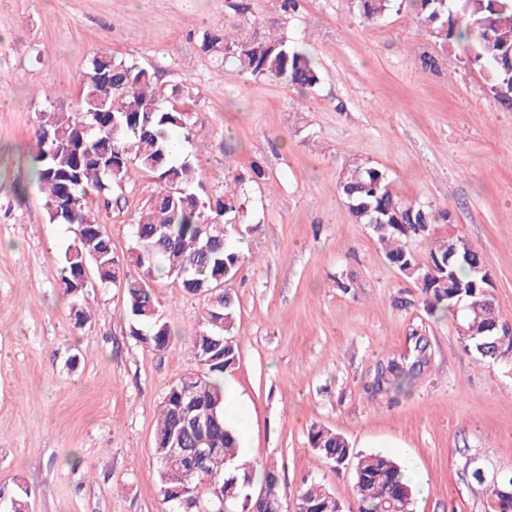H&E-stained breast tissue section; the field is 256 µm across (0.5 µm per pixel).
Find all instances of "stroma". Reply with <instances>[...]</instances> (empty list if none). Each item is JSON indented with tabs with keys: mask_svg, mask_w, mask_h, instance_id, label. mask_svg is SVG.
<instances>
[{
	"mask_svg": "<svg viewBox=\"0 0 512 512\" xmlns=\"http://www.w3.org/2000/svg\"><path fill=\"white\" fill-rule=\"evenodd\" d=\"M0 0V512L20 490L30 512H161L153 455L166 389L195 367L188 352L204 301L153 283L176 333L165 350L137 341L123 289H88L75 329L60 286L75 228L49 223L30 154L43 112L71 111L91 57L108 53L153 73L164 107L202 129L180 152L207 190L245 176L253 232L237 296L239 361L225 373L246 409L244 455L274 470L284 506L320 483L359 512L350 472L308 442L312 425L413 475V512H485L462 464L480 454L512 471V354L479 363L456 322L429 315L416 285L385 260L371 227L336 192L350 161L384 170L401 197L448 218L410 241L462 235L486 257L493 302L512 323V112L483 72L442 50L411 9L363 21L350 0ZM265 31L305 43L321 76L299 91L238 73L204 35ZM260 164L265 176L250 180ZM154 182L88 196L116 257H126ZM352 287L341 292L337 274ZM425 336L431 362L407 389L372 395L375 364Z\"/></svg>",
	"mask_w": 512,
	"mask_h": 512,
	"instance_id": "35a3bbf8",
	"label": "stroma"
}]
</instances>
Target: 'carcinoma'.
Wrapping results in <instances>:
<instances>
[{"instance_id": "1", "label": "carcinoma", "mask_w": 512, "mask_h": 512, "mask_svg": "<svg viewBox=\"0 0 512 512\" xmlns=\"http://www.w3.org/2000/svg\"><path fill=\"white\" fill-rule=\"evenodd\" d=\"M357 13L371 22L404 4L413 6L422 25L450 50L465 46L466 64L485 71L490 91L500 105L512 110V0H352ZM224 55L239 70L257 79L270 78L294 89L309 90L321 81L311 53L287 44L280 35L235 38L224 35ZM112 78L95 80L97 70ZM197 132L190 112L163 108L148 70L106 53L94 55L82 96L71 112H43L34 130L32 154L37 180L45 195L49 221L74 224L78 231L62 260L60 280L72 298L74 325L81 330L89 314L80 304L89 283L81 280L88 267L93 278L124 289L132 335L158 350L167 348L172 334L159 313L151 282L160 271L176 280L186 294L204 295L205 311L189 353L197 370L180 378L164 393L154 455L159 464V495L163 512H250L254 502L243 492L255 476L254 466L240 457L236 431L224 418V372L235 368L238 345L234 330L235 296L226 288L240 271L245 256L218 226L231 236L249 231L247 198L238 186L208 193L187 158L175 147L176 134ZM146 172L158 186L151 189L145 212L133 224L134 246L124 259L112 252L107 227L90 214L86 197L93 191L109 203L112 191ZM360 224L372 227L387 263L413 281L431 314L450 312L466 328L464 347L480 362H496L512 351V340L497 348L492 330L501 322L488 290L485 256L461 236L433 242L423 259L405 246L427 238L432 226L448 214L429 205L399 197L385 172L365 162L351 164L336 181ZM136 274H131L129 268ZM429 363L428 344L416 338L412 350L377 366L372 389L377 394L409 387ZM208 411L212 418L185 429V410ZM181 447L204 442L207 454L194 466H167V448L175 438ZM311 448L336 468L352 473L361 512H412L413 490L391 457L355 451L343 435L312 425ZM469 487L486 497L489 512H512V472L498 481L468 474ZM265 512H278L281 499L274 472L263 473ZM224 498H219L216 492ZM301 512H334L336 497L312 483L299 492Z\"/></svg>"}]
</instances>
